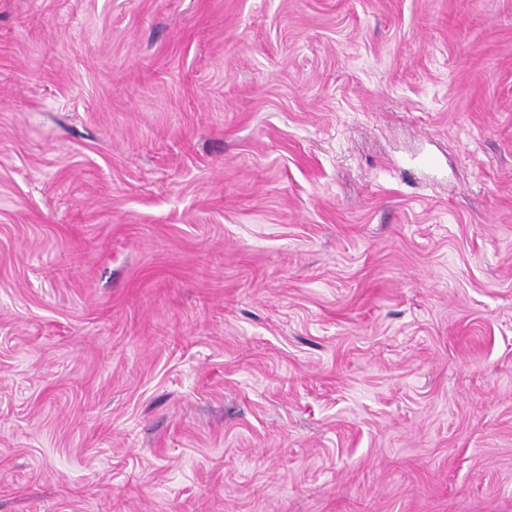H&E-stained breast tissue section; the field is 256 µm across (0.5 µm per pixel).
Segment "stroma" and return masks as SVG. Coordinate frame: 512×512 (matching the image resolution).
Listing matches in <instances>:
<instances>
[{"label":"stroma","mask_w":512,"mask_h":512,"mask_svg":"<svg viewBox=\"0 0 512 512\" xmlns=\"http://www.w3.org/2000/svg\"><path fill=\"white\" fill-rule=\"evenodd\" d=\"M0 512H512V0H0Z\"/></svg>","instance_id":"obj_1"}]
</instances>
